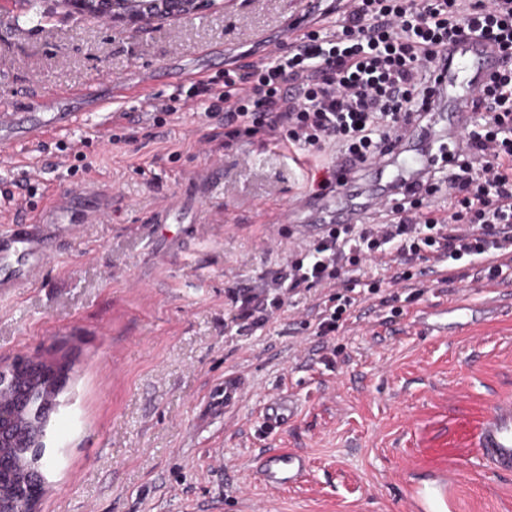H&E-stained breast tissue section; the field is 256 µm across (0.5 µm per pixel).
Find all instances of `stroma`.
Masks as SVG:
<instances>
[{
	"mask_svg": "<svg viewBox=\"0 0 512 512\" xmlns=\"http://www.w3.org/2000/svg\"><path fill=\"white\" fill-rule=\"evenodd\" d=\"M50 22L21 19L0 0V104L27 111L56 90L113 82L147 89L176 113L157 124L129 99L115 122L71 102L80 118L47 144L0 149V192L40 181L76 194L85 214L109 208L77 238L60 237L36 281L0 297V365L21 355L71 364L47 441L41 512H407L417 484L459 472L455 512H512V477L483 468L473 432L496 398L512 396V286L465 278L422 280L413 301H391L336 335L301 322L322 288L261 330L227 334L230 287L275 271L285 248L317 238L283 207L309 197L308 168L333 165L272 141L211 143L206 103L185 74L223 80L246 53L287 46L302 28L336 20L334 0H214L203 13L141 28L78 20L43 0ZM268 41V42H269ZM118 134L122 143L110 144ZM84 141L92 168L72 174L60 145ZM184 221L157 230L156 211ZM502 306L464 329L455 300ZM240 377L231 409L215 402ZM285 389L298 415L274 440L257 437L266 396ZM310 459L297 484L267 489L257 459L268 448Z\"/></svg>",
	"mask_w": 512,
	"mask_h": 512,
	"instance_id": "obj_1",
	"label": "stroma"
}]
</instances>
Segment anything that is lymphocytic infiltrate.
Returning <instances> with one entry per match:
<instances>
[{
    "instance_id": "1",
    "label": "lymphocytic infiltrate",
    "mask_w": 512,
    "mask_h": 512,
    "mask_svg": "<svg viewBox=\"0 0 512 512\" xmlns=\"http://www.w3.org/2000/svg\"><path fill=\"white\" fill-rule=\"evenodd\" d=\"M465 33L495 42L509 66L478 94L464 138L436 139L423 193L394 194L382 221L329 225L286 251L259 287L230 290L238 331L262 329L295 295L322 287L332 294L314 307L315 333L335 335L359 300L414 287L415 266L431 272L442 258L449 283L475 265L512 280V0H349L340 20L307 30L296 49L225 70L223 82L199 83L196 94L225 147L274 139L376 160L390 138L427 120L442 50ZM443 191L441 218L428 201ZM367 261L379 276L352 279Z\"/></svg>"
}]
</instances>
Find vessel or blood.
Listing matches in <instances>:
<instances>
[{
  "label": "vessel or blood",
  "mask_w": 512,
  "mask_h": 512,
  "mask_svg": "<svg viewBox=\"0 0 512 512\" xmlns=\"http://www.w3.org/2000/svg\"><path fill=\"white\" fill-rule=\"evenodd\" d=\"M503 67L501 50L490 41L477 38L450 40L443 55L442 83L434 97L433 127L411 130L387 146L381 161L371 164L376 179L359 188L351 180L347 164L336 167L337 186L345 193L344 202L336 208L317 204L310 223L355 224L369 213L383 209L389 194L398 185H408L418 176L432 141L441 135L460 138L471 124L469 102L486 87ZM70 91L56 92L32 102L27 113L19 114L0 107V132L10 133L13 144L46 141L69 131L79 118L78 113L66 111ZM48 202L39 212L22 217L0 227V294L34 283L37 275L53 256L46 225H65L69 236H77L83 220L74 219L71 195L55 189L46 192ZM296 413V402L282 393L269 398L262 407L259 435L274 438ZM474 445L483 465L499 476H512V398H500L476 427ZM309 467L307 457L296 450L276 449L267 452L258 473L269 489L281 490L301 480ZM450 480L436 487L417 492L413 512H435L438 498L446 497Z\"/></svg>",
  "instance_id": "vessel-or-blood-1"
}]
</instances>
